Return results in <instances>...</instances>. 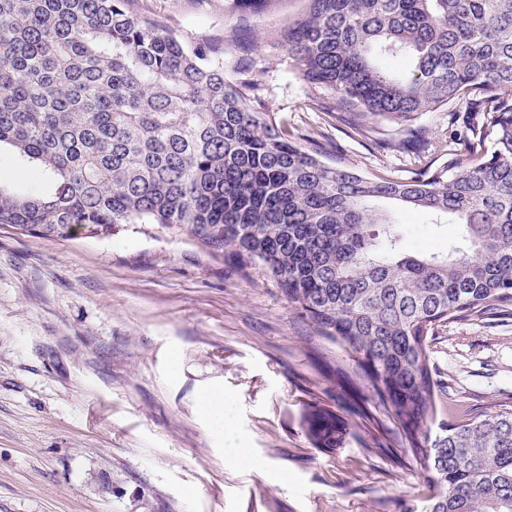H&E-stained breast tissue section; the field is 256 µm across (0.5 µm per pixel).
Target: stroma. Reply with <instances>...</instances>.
Wrapping results in <instances>:
<instances>
[{"instance_id": "obj_1", "label": "stroma", "mask_w": 512, "mask_h": 512, "mask_svg": "<svg viewBox=\"0 0 512 512\" xmlns=\"http://www.w3.org/2000/svg\"><path fill=\"white\" fill-rule=\"evenodd\" d=\"M306 0H130L182 39L246 23L265 109L299 142L359 173L402 180L462 154L470 113L440 107L355 127L320 111L270 30ZM414 255L459 226L388 202ZM346 354L275 283L245 280L186 235L125 224L67 240L0 227V512H402L428 483L367 447L358 423L326 453L304 434L312 398L345 403L311 358ZM439 417L512 403V312L439 326L430 343ZM224 401V420L201 407ZM247 449V459L237 456Z\"/></svg>"}]
</instances>
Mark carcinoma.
Wrapping results in <instances>:
<instances>
[{
	"mask_svg": "<svg viewBox=\"0 0 512 512\" xmlns=\"http://www.w3.org/2000/svg\"><path fill=\"white\" fill-rule=\"evenodd\" d=\"M129 2L0 0V147L49 184H0V226L69 239L154 224L230 252L353 361L313 352L372 447L404 448L431 484L406 512H512V404L437 421L429 356L435 327L512 304V0H308L268 35L327 92L326 112L407 122L470 99V158L403 181L291 140L250 78L241 26L186 42ZM383 200L460 225L466 246L408 253ZM303 428L322 450L347 434L318 401Z\"/></svg>",
	"mask_w": 512,
	"mask_h": 512,
	"instance_id": "carcinoma-1",
	"label": "carcinoma"
}]
</instances>
